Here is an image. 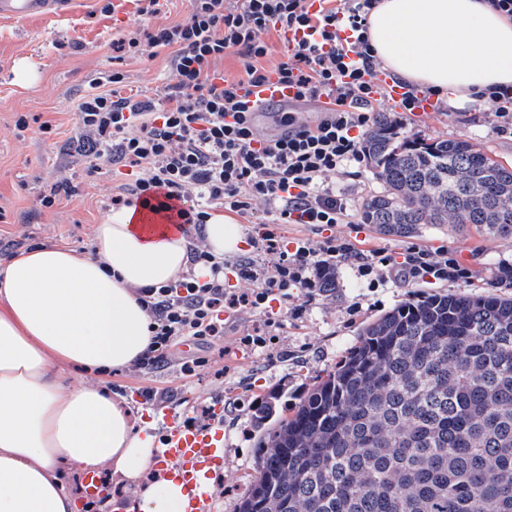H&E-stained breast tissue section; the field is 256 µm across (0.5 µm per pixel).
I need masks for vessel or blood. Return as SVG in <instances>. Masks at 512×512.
Masks as SVG:
<instances>
[{"instance_id": "vessel-or-blood-1", "label": "vessel or blood", "mask_w": 512, "mask_h": 512, "mask_svg": "<svg viewBox=\"0 0 512 512\" xmlns=\"http://www.w3.org/2000/svg\"><path fill=\"white\" fill-rule=\"evenodd\" d=\"M72 0H0V20L38 21L67 16ZM295 88L269 74L261 85L251 88L249 98L260 111L284 108L292 103ZM223 406L215 404L209 426L191 423L183 414L167 408L161 412L163 448L158 468L163 477L181 485V512H216L212 481L224 468Z\"/></svg>"}]
</instances>
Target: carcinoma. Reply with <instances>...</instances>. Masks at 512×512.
<instances>
[{
  "label": "carcinoma",
  "instance_id": "1",
  "mask_svg": "<svg viewBox=\"0 0 512 512\" xmlns=\"http://www.w3.org/2000/svg\"><path fill=\"white\" fill-rule=\"evenodd\" d=\"M363 150L384 189L362 223L512 238V167L476 144L428 142L376 112ZM260 448L239 512H512V298L411 296L363 328Z\"/></svg>",
  "mask_w": 512,
  "mask_h": 512
}]
</instances>
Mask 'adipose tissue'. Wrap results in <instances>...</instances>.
Returning <instances> with one entry per match:
<instances>
[{
    "label": "adipose tissue",
    "instance_id": "obj_1",
    "mask_svg": "<svg viewBox=\"0 0 512 512\" xmlns=\"http://www.w3.org/2000/svg\"><path fill=\"white\" fill-rule=\"evenodd\" d=\"M369 39L385 69L437 97L466 101L512 85V19L486 0H379ZM243 229L203 228L206 246L231 257ZM181 229L153 233L132 210L98 224L92 249L38 245L0 263V512H76L60 463L106 470L133 489L137 512H179L180 486L149 479L158 450L126 399L73 381L136 365L150 343L138 289L188 268Z\"/></svg>",
    "mask_w": 512,
    "mask_h": 512
}]
</instances>
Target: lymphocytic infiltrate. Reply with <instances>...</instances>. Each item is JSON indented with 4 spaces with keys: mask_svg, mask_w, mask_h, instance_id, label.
I'll list each match as a JSON object with an SVG mask.
<instances>
[{
    "mask_svg": "<svg viewBox=\"0 0 512 512\" xmlns=\"http://www.w3.org/2000/svg\"><path fill=\"white\" fill-rule=\"evenodd\" d=\"M180 22L129 34L130 53L142 46L172 52L164 93L153 98L125 89L113 71L90 82L78 104V134L72 143L87 174L124 168L126 182L110 200L114 209L141 204L202 230L218 213L247 216L253 202L265 204L271 224L258 249L268 265L249 260L227 266L208 247L190 245L187 272L176 281L139 289L152 333L142 365L167 363L181 339L203 345L223 338L227 312L261 311L287 303L289 288L322 291L320 270L345 261L352 244L327 239L289 246L282 224H344L349 207L325 187L327 174L364 160L359 130L383 104L371 80L378 67L368 37V15L377 0H191ZM308 29L312 39L296 42L275 69L280 82L295 87L300 103L319 105L315 119L281 115V132L271 138L256 130V105L245 96L268 73L263 60L267 30ZM237 54L243 78L228 80L215 64ZM394 268L407 281L466 280L469 270L455 258L408 248L401 262L384 252L362 256L358 271ZM249 282L247 290L226 287L227 275Z\"/></svg>",
    "mask_w": 512,
    "mask_h": 512,
    "instance_id": "1",
    "label": "lymphocytic infiltrate"
}]
</instances>
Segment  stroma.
Wrapping results in <instances>:
<instances>
[{
  "label": "stroma",
  "instance_id": "obj_1",
  "mask_svg": "<svg viewBox=\"0 0 512 512\" xmlns=\"http://www.w3.org/2000/svg\"><path fill=\"white\" fill-rule=\"evenodd\" d=\"M109 0H75L69 16L39 24L0 21V240H14L21 248L38 244L89 248L96 224L108 210L104 203L117 183L111 176L87 178L83 163L71 153L67 140L77 123L80 95L98 74L120 70L128 88L151 97L161 96L170 73V53H143L118 57L113 46L129 32L183 20L190 0H166L159 14L133 10L121 15L105 12ZM36 119L24 136H17L19 116ZM408 133L424 139H467L490 156L512 164V138L496 131V117L483 101H441L435 112L416 117L402 113ZM50 122L55 132L42 134L38 125ZM69 178L76 191L51 210H39V196L60 178ZM329 188L342 195L352 211L362 200L381 191L368 163L354 164L330 174ZM280 232L290 242L320 244L330 237L350 240L358 252L386 251L401 260L407 247L432 251L448 249L471 277L466 281L403 282L386 275L378 287L359 277L355 261L337 265L339 286L330 293L308 298L306 289H293V301L305 305L298 319L284 310L270 312L272 343L258 349L241 346L239 336L265 316L243 313L226 322L223 341L212 347L175 346L168 364L158 369L131 367L96 375L74 370L75 381L111 385L131 398L138 412L150 406L176 408L189 420L206 424L216 402L224 404V470L215 481L217 512H238L259 464L261 432L255 424L265 405L283 417L359 340L363 326L393 309L412 294L490 291L499 266L512 264V241L482 235L451 224L424 226L409 238L378 234L361 222L329 226L288 224ZM206 357L198 376L184 377L179 364L185 355ZM151 390L152 401L137 400Z\"/></svg>",
  "mask_w": 512,
  "mask_h": 512
}]
</instances>
